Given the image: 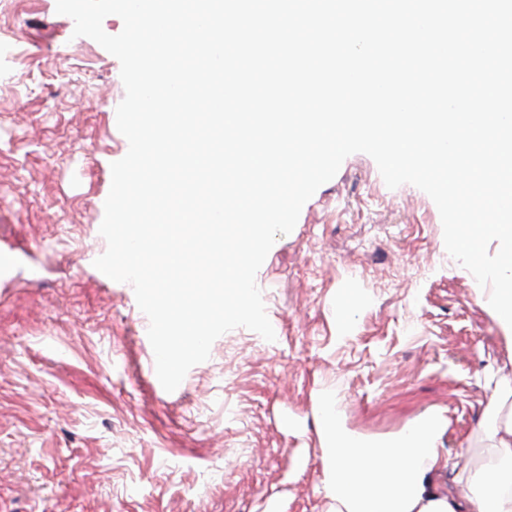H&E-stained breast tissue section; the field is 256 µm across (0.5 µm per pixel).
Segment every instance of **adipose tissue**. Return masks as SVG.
Masks as SVG:
<instances>
[{"label":"adipose tissue","instance_id":"1","mask_svg":"<svg viewBox=\"0 0 512 512\" xmlns=\"http://www.w3.org/2000/svg\"><path fill=\"white\" fill-rule=\"evenodd\" d=\"M480 429L494 454L480 468L462 469L439 452L443 422L434 412L374 448L363 447L340 426L329 427L324 492L333 512H512V414L484 418ZM442 471L453 474L464 495L435 490L434 477Z\"/></svg>","mask_w":512,"mask_h":512}]
</instances>
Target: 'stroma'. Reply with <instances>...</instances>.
<instances>
[{"instance_id":"35a3bbf8","label":"stroma","mask_w":512,"mask_h":512,"mask_svg":"<svg viewBox=\"0 0 512 512\" xmlns=\"http://www.w3.org/2000/svg\"><path fill=\"white\" fill-rule=\"evenodd\" d=\"M73 30L0 0V512H328L330 420L377 443L435 411L440 450L485 463L512 343L433 200L364 153L256 275L275 341L231 330L163 389L132 285L93 265L125 88Z\"/></svg>"}]
</instances>
